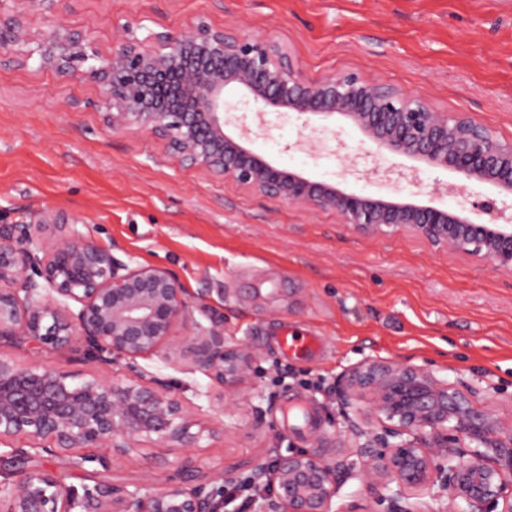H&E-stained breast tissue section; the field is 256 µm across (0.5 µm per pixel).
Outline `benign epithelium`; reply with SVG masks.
I'll return each mask as SVG.
<instances>
[{
	"label": "benign epithelium",
	"instance_id": "benign-epithelium-1",
	"mask_svg": "<svg viewBox=\"0 0 512 512\" xmlns=\"http://www.w3.org/2000/svg\"><path fill=\"white\" fill-rule=\"evenodd\" d=\"M0 13V66L51 69L96 85L84 106L103 112L111 131L147 133L162 141L180 165L199 166L261 197L333 210L364 234L413 233L436 249L481 257L512 272V225L485 222L495 201L461 211L411 201L374 198L312 181L273 164L245 142L251 130L226 132V89L242 92L259 125L270 112L293 111L322 120H349L379 152L455 173L467 184H490L512 196V142L501 141L464 113L450 115L410 93L353 72L308 79L290 55L269 39L199 19L179 35L148 31L126 36L103 52L64 27L37 31L31 16L55 10L59 0H12ZM79 218L54 209L29 222L0 225V343L37 354L51 347L85 353L105 365L159 352L190 353L192 366L233 388L250 369L243 345L228 348L223 334L193 319L178 278L167 269L133 266L82 236ZM194 324L186 342L179 323ZM461 389L433 371L396 360L367 359L338 381L336 400L346 409L368 401L376 430L350 427L361 440L363 468L308 452L258 461L251 478L270 476L268 512H333L344 483L357 478L386 504L409 512L407 501L428 496L446 512H512V422L473 405ZM171 384L139 373L135 382L108 375L78 383L37 361L0 356V512H224L234 476L202 473L192 457L186 475L157 488L146 479L126 486L106 481L82 489L54 470L31 466L37 457H68L75 470L109 469L149 442L157 448L197 447L203 433Z\"/></svg>",
	"mask_w": 512,
	"mask_h": 512
}]
</instances>
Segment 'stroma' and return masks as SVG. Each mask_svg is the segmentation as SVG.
I'll use <instances>...</instances> for the list:
<instances>
[{"label": "stroma", "instance_id": "1", "mask_svg": "<svg viewBox=\"0 0 512 512\" xmlns=\"http://www.w3.org/2000/svg\"><path fill=\"white\" fill-rule=\"evenodd\" d=\"M200 17L278 42L307 78L355 72L512 140V0H63L58 16L35 24L64 22L107 51L123 40L124 24L177 34ZM97 95L79 77L0 66V224L45 208L78 216L79 232L121 259L175 273L196 324L218 325L227 346H248L251 369L231 392L186 360L137 361L170 381L201 424L219 427L193 453L202 471L296 449L360 470L350 425L365 424L362 405L341 410L334 390L368 358L467 384L477 404L512 421V274L406 232L362 235L335 211L259 197L180 166L160 140L109 131L101 112L81 108ZM267 121L264 135L247 116L252 149L313 180L375 198L407 199L440 185L437 206L457 205V179L446 170L380 178L406 158L377 153L344 118L275 112ZM303 135L323 139L326 150L311 157L295 149ZM285 323L320 336V351L284 354L276 336ZM0 355L22 364L35 357L79 381L104 371L70 351L34 356L5 342ZM184 455L146 443L91 476L62 458L49 466L76 487L131 484L148 468L163 483Z\"/></svg>", "mask_w": 512, "mask_h": 512}]
</instances>
